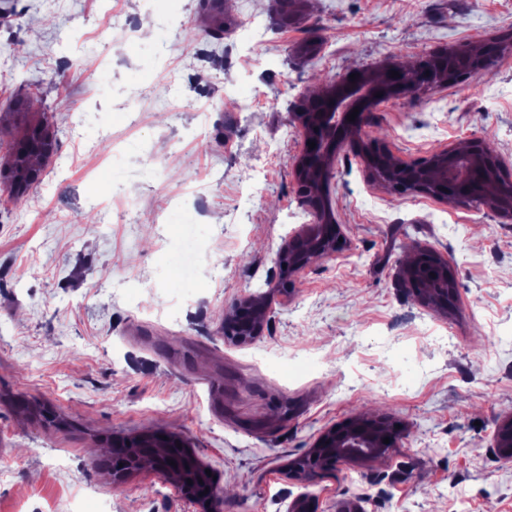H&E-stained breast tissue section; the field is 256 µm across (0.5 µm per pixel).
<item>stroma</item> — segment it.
Segmentation results:
<instances>
[{
	"label": "stroma",
	"mask_w": 512,
	"mask_h": 512,
	"mask_svg": "<svg viewBox=\"0 0 512 512\" xmlns=\"http://www.w3.org/2000/svg\"><path fill=\"white\" fill-rule=\"evenodd\" d=\"M504 33L512 0H294L284 16L277 0H0V164L44 115L54 134L39 182L0 198V512H196L150 469L113 485L108 439L153 429L191 443L223 512H285L305 491L316 512H512L493 440L512 416V221L393 197L342 146L328 192L348 247L278 295L254 341L219 333L313 221L291 167L299 99ZM495 71L389 101L370 127L405 160L479 139L512 171V52ZM35 97L45 112L19 111ZM186 228L203 251L184 281ZM417 248L454 269L453 310L404 288ZM360 415L399 424L397 448L285 477Z\"/></svg>",
	"instance_id": "1"
}]
</instances>
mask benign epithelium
<instances>
[{"instance_id":"1","label":"benign epithelium","mask_w":512,"mask_h":512,"mask_svg":"<svg viewBox=\"0 0 512 512\" xmlns=\"http://www.w3.org/2000/svg\"><path fill=\"white\" fill-rule=\"evenodd\" d=\"M489 45L452 46L443 54H460L473 61L471 74L477 75L494 67L496 57L486 54ZM395 70H405L399 61L380 67L357 69L338 76L323 87L321 103L312 108L313 95L305 94L297 102L292 117L298 122L303 139L300 153L293 161L295 184L302 205L314 216L315 222L289 235L282 244L276 263L279 279L276 287L287 289L317 261L332 257L348 247L347 239L336 224L325 187L330 165L341 145L352 142L358 147H368L365 168L374 173L377 157H382L381 176L373 180L385 184L398 179L402 174L413 175L415 191L436 199L453 198L450 190L471 181L477 167H499L501 162L494 149L482 140L472 141L471 150L462 153L455 147L446 148L434 157L439 165L424 167L417 161L401 160L384 145L363 138V132L371 120V112L380 99L409 97L410 89L389 83V75ZM356 74L352 80L349 75ZM382 97H376V94ZM359 110L355 120H347L353 110ZM315 143L309 148V143ZM502 219L512 221V190L499 189L494 196L483 199ZM448 261L441 258L436 266L427 269L432 275V285L438 291L448 288ZM272 305V296L265 294L259 300L251 297L240 299L235 304V319L224 322V338L237 343H248L261 335L263 324L257 313H265ZM400 432L394 427L371 425L369 418L352 419L343 425L324 432L305 455L288 466L287 478L310 480L317 475L335 469L345 462H358L377 458L389 449L397 447ZM390 443H383V439ZM175 442L188 449L190 444L161 429L128 436H112V482L124 483L141 470L140 462L145 457L157 459L155 471L161 475H180L182 496L197 504L200 512H222V494L218 493L213 477L207 475V466L197 458L185 464L176 461L172 466L158 451Z\"/></svg>"}]
</instances>
